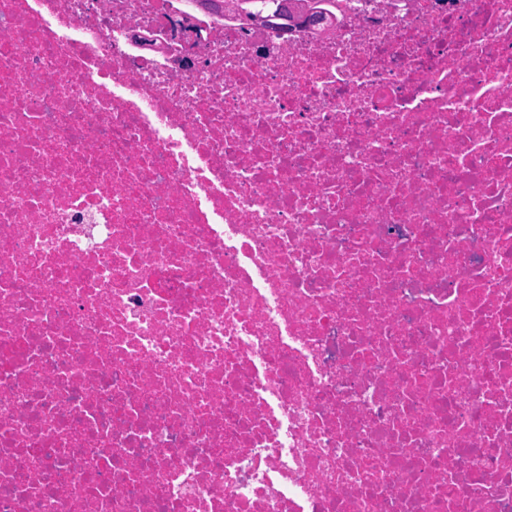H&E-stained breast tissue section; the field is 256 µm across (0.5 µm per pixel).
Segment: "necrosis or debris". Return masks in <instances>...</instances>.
<instances>
[{
    "label": "necrosis or debris",
    "instance_id": "obj_1",
    "mask_svg": "<svg viewBox=\"0 0 512 512\" xmlns=\"http://www.w3.org/2000/svg\"><path fill=\"white\" fill-rule=\"evenodd\" d=\"M334 9L0 0V512H512V0Z\"/></svg>",
    "mask_w": 512,
    "mask_h": 512
}]
</instances>
